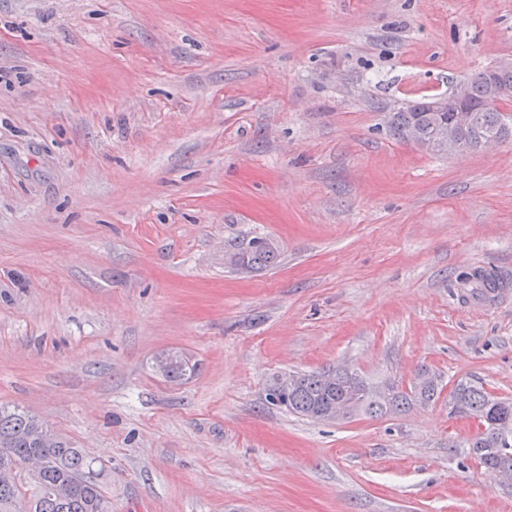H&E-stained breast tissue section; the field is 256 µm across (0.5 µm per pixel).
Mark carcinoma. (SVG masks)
I'll use <instances>...</instances> for the list:
<instances>
[{
	"mask_svg": "<svg viewBox=\"0 0 512 512\" xmlns=\"http://www.w3.org/2000/svg\"><path fill=\"white\" fill-rule=\"evenodd\" d=\"M482 69L466 79L469 86L468 105L476 120L472 127L460 131L464 148L478 149L480 139L488 134L507 132L512 139V125L504 121L503 108L508 101L490 98ZM448 111L436 112L435 100H422L393 113V134L407 137L410 129L423 140L430 139L435 127L453 119L454 95L446 97ZM233 255L232 265L241 269H263L275 263L277 243L267 237H254ZM462 284L476 295L492 294L503 287L494 277L481 271L468 274ZM197 364L172 363L167 379L177 382L185 375L193 376ZM277 377L267 385L266 400L299 417L324 421L331 410L340 409L346 419L359 415L382 417L394 414L417 402L428 405L440 394V379L427 369L418 371L410 391L405 392L389 382H372L347 366L319 372L297 374L296 384L278 395L273 391ZM450 414L477 420L481 431L469 443L470 454L490 476L502 468L512 470V432L503 433L500 421L512 418V400L498 397L472 382L456 383L448 399ZM18 456H34L48 461V467L12 478L0 476V512H10V503L25 498L29 512H112L110 497L100 481L101 471L83 448L64 438H54L38 430L36 417L14 405H0V450Z\"/></svg>",
	"mask_w": 512,
	"mask_h": 512,
	"instance_id": "obj_1",
	"label": "carcinoma"
}]
</instances>
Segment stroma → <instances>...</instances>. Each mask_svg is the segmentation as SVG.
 <instances>
[{
	"label": "stroma",
	"instance_id": "obj_1",
	"mask_svg": "<svg viewBox=\"0 0 512 512\" xmlns=\"http://www.w3.org/2000/svg\"><path fill=\"white\" fill-rule=\"evenodd\" d=\"M510 55L512 0H0V404L102 463L112 512H512L447 398H512V140L388 128ZM254 236L276 264L227 263ZM339 364L444 394L267 403ZM464 286H470L472 294H492L503 287V284L491 275L485 274L482 271H474L468 274L463 280ZM190 356L182 351H170L159 357L155 363V371L163 376L168 375L166 379L171 382H179L182 376H193L197 371L196 362L186 363L181 361H189ZM179 360V361H177ZM176 361V362H175ZM174 362V363H172ZM172 364V365H171ZM171 365L170 369L169 366ZM169 369V371H168ZM297 382L286 392L273 391L280 375L272 377L267 385L266 400L283 407L299 417L314 421L330 420L331 410L340 409L345 421L359 415L382 417L394 414L414 402L428 405L440 394V379L427 369L418 371L410 386V393L399 390L389 382H372L355 369L336 366L319 372L293 373ZM272 396V397H271Z\"/></svg>",
	"mask_w": 512,
	"mask_h": 512
}]
</instances>
